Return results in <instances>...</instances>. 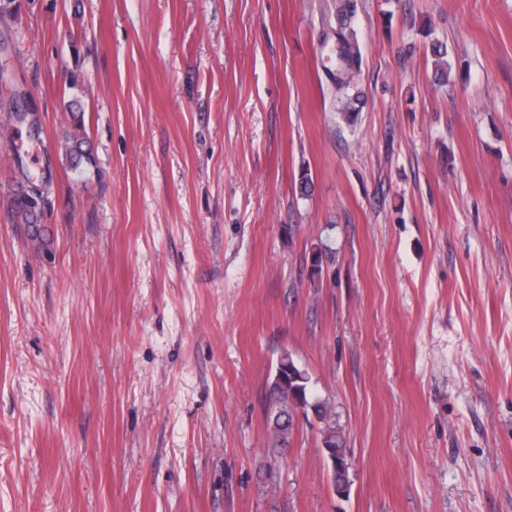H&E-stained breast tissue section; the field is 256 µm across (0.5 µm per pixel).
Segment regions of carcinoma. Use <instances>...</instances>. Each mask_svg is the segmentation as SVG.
<instances>
[{"label": "carcinoma", "mask_w": 512, "mask_h": 512, "mask_svg": "<svg viewBox=\"0 0 512 512\" xmlns=\"http://www.w3.org/2000/svg\"><path fill=\"white\" fill-rule=\"evenodd\" d=\"M356 16L355 0H336V35L341 42V53L344 59L342 67L336 69V88L339 92L338 111L342 119L350 123L354 120L357 108L355 103L360 101L361 92L357 88L359 72L360 46L353 29ZM431 52L435 56V65L440 77H447L450 63L446 59L447 51L439 43L432 44ZM63 156L70 169L81 171L93 165V158L86 141L76 136L68 137L62 147ZM41 196L21 190L17 193L16 207L18 214L34 232H39L37 221L42 214ZM282 367V384L271 382L267 387V410L270 412L268 426L271 427L273 444L282 447L290 443L294 426L288 418L287 397H292L307 410H312L318 418L329 414L328 401L318 398L310 388L307 373L300 369L290 355L280 357ZM328 448L336 450V461L348 463V448L342 434L330 430L323 440Z\"/></svg>", "instance_id": "cac0c4a2"}]
</instances>
